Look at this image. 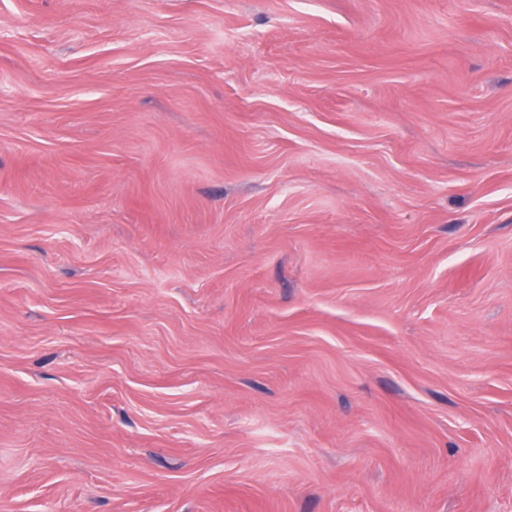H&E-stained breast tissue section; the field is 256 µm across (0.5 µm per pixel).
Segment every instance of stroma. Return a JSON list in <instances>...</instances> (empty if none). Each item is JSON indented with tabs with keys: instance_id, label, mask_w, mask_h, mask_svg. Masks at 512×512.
Segmentation results:
<instances>
[{
	"instance_id": "35a3bbf8",
	"label": "stroma",
	"mask_w": 512,
	"mask_h": 512,
	"mask_svg": "<svg viewBox=\"0 0 512 512\" xmlns=\"http://www.w3.org/2000/svg\"><path fill=\"white\" fill-rule=\"evenodd\" d=\"M0 512H512V0H0Z\"/></svg>"
}]
</instances>
